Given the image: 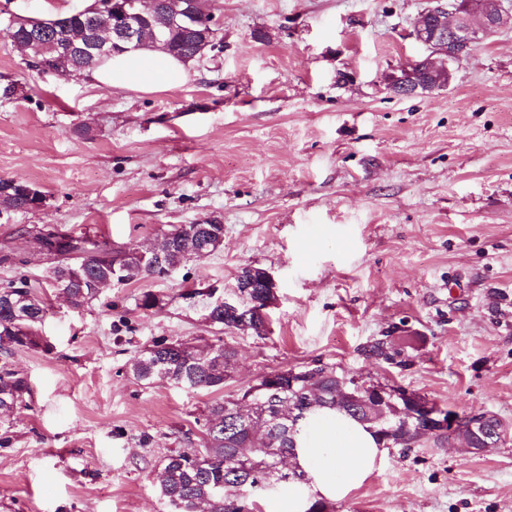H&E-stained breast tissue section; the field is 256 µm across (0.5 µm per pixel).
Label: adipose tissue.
Instances as JSON below:
<instances>
[{
    "instance_id": "ef3b65f1",
    "label": "adipose tissue",
    "mask_w": 512,
    "mask_h": 512,
    "mask_svg": "<svg viewBox=\"0 0 512 512\" xmlns=\"http://www.w3.org/2000/svg\"><path fill=\"white\" fill-rule=\"evenodd\" d=\"M120 76L125 87L152 91L167 88L186 76L184 65L170 54L142 48L97 65L92 78L110 84ZM372 428L341 413L315 410L301 421L296 448L289 459L292 469L306 481L288 487L282 512H306L310 500H341L361 486L385 462Z\"/></svg>"
}]
</instances>
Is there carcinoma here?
Returning <instances> with one entry per match:
<instances>
[{"mask_svg": "<svg viewBox=\"0 0 512 512\" xmlns=\"http://www.w3.org/2000/svg\"><path fill=\"white\" fill-rule=\"evenodd\" d=\"M64 25L56 20L30 19L15 28L16 39L33 44L31 67L43 72L68 75L73 72L67 57L54 45L68 42V35L92 32L112 25V16L73 12L61 17ZM150 47L168 52L183 61L203 55L202 41L195 39L179 27L165 29V38ZM0 206L10 211L31 210V199L23 182L0 178ZM173 232L166 262L179 267L189 261L183 255L181 235ZM224 231L222 224H207L202 230V244L197 257L213 254L207 246L208 238ZM41 251L58 259V265L69 272L73 288V305L82 309L96 298L95 285L103 279L118 283L132 282L153 274L148 265L131 261L128 269L113 272L121 264L120 251L102 245L87 236L71 234H43L36 232ZM35 295L24 274L0 283V422L14 413L30 394L28 377L17 370L10 360L18 349L50 350V345L40 336L38 326L48 313L43 298L30 306L22 325L14 321L10 302H17ZM266 289L251 288L241 300L239 315L227 314L213 306L207 313L213 315V325L230 331H253L262 335L270 318L265 308ZM365 354L376 360H388L393 351L389 336L374 340L365 348ZM235 350L224 340L205 346H196L180 339L156 340L135 358L130 371L139 381H163L190 390L217 391L224 388L228 370L233 364ZM295 384H290V381ZM355 379L336 372V368L318 364L302 370H273L262 375L255 384L240 391V396H227L207 406L203 422L199 423L200 449L188 448L174 451L163 461L159 493L170 512H198L203 504L209 512H256V498L263 490L288 483H303L305 475L284 470L277 463L254 452L256 448H278L288 457L295 448L297 424L274 422L280 407L295 408L296 420L315 409L340 411L347 416L366 422L363 407L355 404L349 393L354 391ZM410 398L384 407L385 417L371 424L383 443L406 451L421 436L422 427L410 414L412 407L426 397L409 392Z\"/></svg>", "mask_w": 512, "mask_h": 512, "instance_id": "carcinoma-1", "label": "carcinoma"}]
</instances>
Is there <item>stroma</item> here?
Here are the masks:
<instances>
[{
	"label": "stroma",
	"instance_id": "35a3bbf8",
	"mask_svg": "<svg viewBox=\"0 0 512 512\" xmlns=\"http://www.w3.org/2000/svg\"><path fill=\"white\" fill-rule=\"evenodd\" d=\"M436 3L206 0L218 48L152 92L30 69L0 38V177L45 196L0 208V255L43 289L50 345L11 356L32 391L0 448V512H168L160 461L196 445L207 405L317 362L505 428L480 451L431 436L388 451L330 512H512V28L448 88L397 96L385 77L426 56L413 21ZM207 223L221 250L81 310L46 287L34 238L51 224L132 248ZM246 265L277 282L262 336L204 319L208 289ZM218 335L237 352L223 390L129 370L153 340ZM385 335L394 362L366 357Z\"/></svg>",
	"mask_w": 512,
	"mask_h": 512
}]
</instances>
